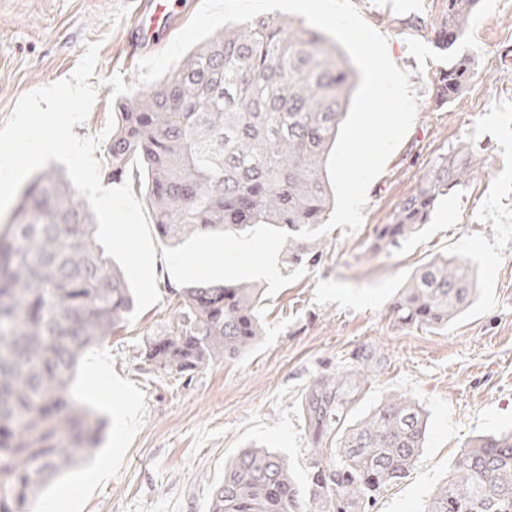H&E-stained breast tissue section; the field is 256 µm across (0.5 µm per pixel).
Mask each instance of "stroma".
<instances>
[{
    "mask_svg": "<svg viewBox=\"0 0 512 512\" xmlns=\"http://www.w3.org/2000/svg\"><path fill=\"white\" fill-rule=\"evenodd\" d=\"M353 2L418 97L410 130L368 189L361 227L325 234L323 261L268 298L255 349L187 377L148 370L141 358L176 307L175 283L156 258L159 303L91 348L77 370L75 392L109 419L106 441L86 468L52 485L44 512H209L225 463L251 444L277 450L306 483L316 459L305 397L315 380L339 373L365 375L346 425L389 395L412 399L428 418L414 470L372 512H423L471 439L512 430V8L481 5L448 54L410 26L416 16L437 23L444 0ZM131 12L130 0H0V125L21 96L67 78L96 42L90 82L99 92L73 131L99 133L113 106V88L100 78L118 74L132 94L146 90L124 50ZM452 54L473 57L477 75L441 106L434 86ZM460 149L481 159L468 184L402 248L373 250L374 227L391 220L442 155ZM445 256L467 259L475 271L472 306L445 328L394 322L396 291ZM101 355L107 364L98 377L92 365Z\"/></svg>",
    "mask_w": 512,
    "mask_h": 512,
    "instance_id": "stroma-1",
    "label": "stroma"
}]
</instances>
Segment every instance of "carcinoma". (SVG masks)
Returning a JSON list of instances; mask_svg holds the SVG:
<instances>
[{"label": "carcinoma", "mask_w": 512, "mask_h": 512, "mask_svg": "<svg viewBox=\"0 0 512 512\" xmlns=\"http://www.w3.org/2000/svg\"><path fill=\"white\" fill-rule=\"evenodd\" d=\"M480 0H445L433 42L450 51ZM465 56L440 72L437 104L473 78ZM353 73L321 33L257 16L193 48L150 91L120 104L106 145L107 179L132 177L158 235L177 246L194 232H289L328 220L334 192L327 162L350 103ZM480 159L443 156L421 185L376 227L375 251L399 248L435 208L466 185ZM96 218L55 171L37 175L0 222V512H34L41 491L79 466L104 440L107 419L73 393L85 352L128 322L135 301L124 272L96 242ZM320 240L288 239V265H318ZM264 289L248 282L189 285L176 292L172 329L142 358L187 376L235 361L264 336ZM465 259L436 258L412 273L390 303L395 320L441 328L474 301ZM362 375L317 380L305 420L321 456L323 434L341 422L344 388ZM427 434L425 411L390 396L345 430L336 465L309 475V493L279 453L240 450L213 488L210 512H366L414 468ZM425 512H512V432L471 441Z\"/></svg>", "instance_id": "cac0c4a2"}]
</instances>
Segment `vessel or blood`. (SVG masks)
I'll list each match as a JSON object with an SVG mask.
<instances>
[{"instance_id":"b4317fda","label":"vessel or blood","mask_w":512,"mask_h":512,"mask_svg":"<svg viewBox=\"0 0 512 512\" xmlns=\"http://www.w3.org/2000/svg\"><path fill=\"white\" fill-rule=\"evenodd\" d=\"M135 8L125 37L128 59L158 51L163 37L170 33L178 20L173 0H134Z\"/></svg>"}]
</instances>
